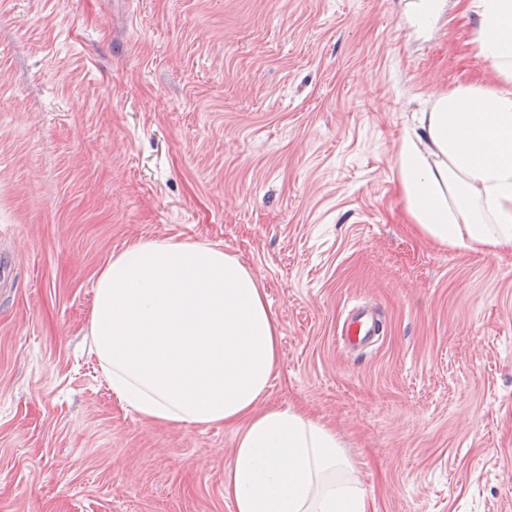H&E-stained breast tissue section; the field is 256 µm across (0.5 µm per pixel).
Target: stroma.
I'll return each mask as SVG.
<instances>
[{
	"instance_id": "obj_1",
	"label": "stroma",
	"mask_w": 512,
	"mask_h": 512,
	"mask_svg": "<svg viewBox=\"0 0 512 512\" xmlns=\"http://www.w3.org/2000/svg\"><path fill=\"white\" fill-rule=\"evenodd\" d=\"M416 2L0 0V512H233V430L140 419L85 344L138 237L262 280L268 401L335 428L371 512H512V253L425 242L394 183L412 113L490 67L468 0ZM382 322L374 313L357 308L348 315L343 324V338L349 347H367L380 335Z\"/></svg>"
}]
</instances>
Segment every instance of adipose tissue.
<instances>
[{
  "label": "adipose tissue",
  "mask_w": 512,
  "mask_h": 512,
  "mask_svg": "<svg viewBox=\"0 0 512 512\" xmlns=\"http://www.w3.org/2000/svg\"><path fill=\"white\" fill-rule=\"evenodd\" d=\"M491 83L431 98L405 128L395 181L410 226L441 247L512 252V0H472ZM89 351L141 419L236 431L234 512H370L335 429L266 397L280 356L267 291L238 255L134 238L95 278Z\"/></svg>",
  "instance_id": "obj_1"
}]
</instances>
